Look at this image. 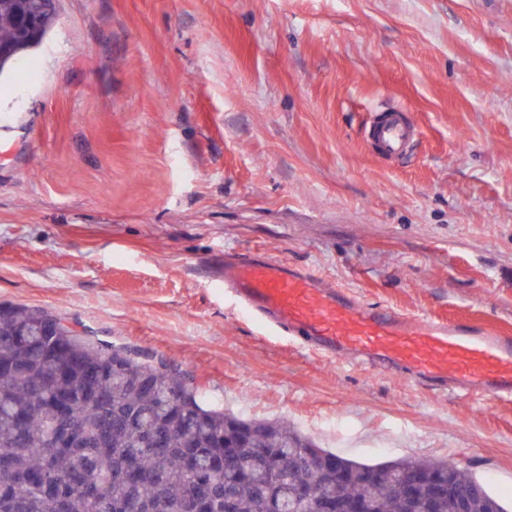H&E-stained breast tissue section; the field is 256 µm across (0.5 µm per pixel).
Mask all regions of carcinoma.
Segmentation results:
<instances>
[{
  "mask_svg": "<svg viewBox=\"0 0 512 512\" xmlns=\"http://www.w3.org/2000/svg\"><path fill=\"white\" fill-rule=\"evenodd\" d=\"M52 0H0V74L52 29ZM314 448L307 460L302 451ZM438 473L453 493L420 488L408 512H508L450 459L362 463L280 421L210 407L164 358L99 345L38 308L0 305V512H315L357 496L402 512V478Z\"/></svg>",
  "mask_w": 512,
  "mask_h": 512,
  "instance_id": "cac0c4a2",
  "label": "carcinoma"
}]
</instances>
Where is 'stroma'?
<instances>
[{"label": "stroma", "instance_id": "35a3bbf8", "mask_svg": "<svg viewBox=\"0 0 512 512\" xmlns=\"http://www.w3.org/2000/svg\"><path fill=\"white\" fill-rule=\"evenodd\" d=\"M379 109L420 131L395 164ZM2 112L0 303L346 457L512 490V400L327 360L224 298L225 256L266 252L512 336V0H60Z\"/></svg>", "mask_w": 512, "mask_h": 512}]
</instances>
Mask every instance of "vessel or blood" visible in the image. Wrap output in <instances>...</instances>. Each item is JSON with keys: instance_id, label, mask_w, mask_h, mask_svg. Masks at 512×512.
Instances as JSON below:
<instances>
[{"instance_id": "1", "label": "vessel or blood", "mask_w": 512, "mask_h": 512, "mask_svg": "<svg viewBox=\"0 0 512 512\" xmlns=\"http://www.w3.org/2000/svg\"><path fill=\"white\" fill-rule=\"evenodd\" d=\"M417 135V125L398 111L376 114L369 127L371 140L389 158L404 155ZM224 286L253 316L318 355L355 359L482 402L512 400L511 336L363 303L265 253L226 262Z\"/></svg>"}]
</instances>
